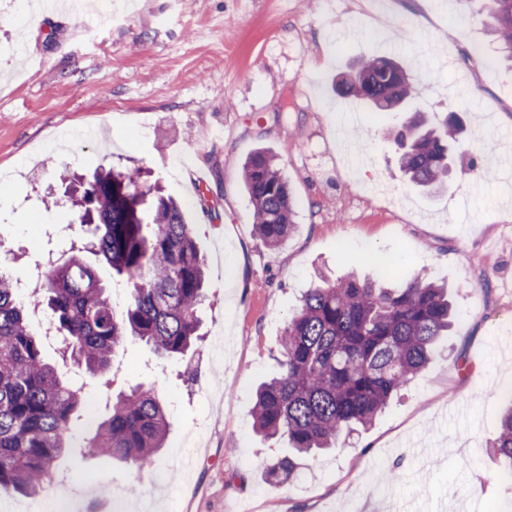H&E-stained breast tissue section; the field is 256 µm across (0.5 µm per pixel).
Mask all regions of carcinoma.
<instances>
[{
  "instance_id": "obj_1",
  "label": "carcinoma",
  "mask_w": 512,
  "mask_h": 512,
  "mask_svg": "<svg viewBox=\"0 0 512 512\" xmlns=\"http://www.w3.org/2000/svg\"><path fill=\"white\" fill-rule=\"evenodd\" d=\"M479 2L498 60L512 63V0ZM332 87L371 106L380 119L408 113L400 129L384 127L401 149L400 170L415 186L435 192L448 187L457 117L449 114L438 127L411 110L413 88L398 64L365 57L357 71L334 78ZM243 182L256 235L279 247L294 228L295 203L276 156L254 151L243 166ZM146 194L139 172L112 168L81 182L72 200L92 246L131 284L122 316L107 286L78 256L46 269L26 303L16 282L0 273V491L36 494L49 488L65 434L91 406L45 362L40 341L28 330L30 305L48 311L71 355L93 374L110 369L111 353L128 337L162 360L184 355L198 339L203 258L182 206L159 196L147 209ZM320 280L288 319L278 374L256 393L255 431L289 446L266 465L278 485L297 476L300 459L371 425L426 366L451 323L446 288L425 275L399 285L356 276ZM506 401L492 448L512 467V393ZM168 427L158 395L135 389L117 396L84 452L142 464L164 447Z\"/></svg>"
}]
</instances>
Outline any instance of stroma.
I'll use <instances>...</instances> for the list:
<instances>
[{
	"mask_svg": "<svg viewBox=\"0 0 512 512\" xmlns=\"http://www.w3.org/2000/svg\"><path fill=\"white\" fill-rule=\"evenodd\" d=\"M469 0H112L104 32L67 7L0 0V249L13 280L70 245L112 293L123 276L98 257L70 206L46 207L72 174L141 170L177 198L206 264L201 340L158 365L143 342L113 354L110 381L44 344L64 380L86 381L95 417L76 424L56 468L63 483L18 503L82 512H512L511 471L491 449L501 391L512 389V70L484 68L494 48ZM394 58L428 122L464 130L447 191L412 185L374 112L331 82L360 58ZM279 157L295 229L271 250L252 228L242 170ZM204 173L207 185L196 192ZM447 283L455 317L431 361L365 429L276 485L265 466L282 440L257 435V386L278 372L279 341L318 272ZM223 334L228 362L203 355ZM168 404L166 446L149 465L83 454L113 397L135 386Z\"/></svg>",
	"mask_w": 512,
	"mask_h": 512,
	"instance_id": "stroma-1",
	"label": "stroma"
}]
</instances>
